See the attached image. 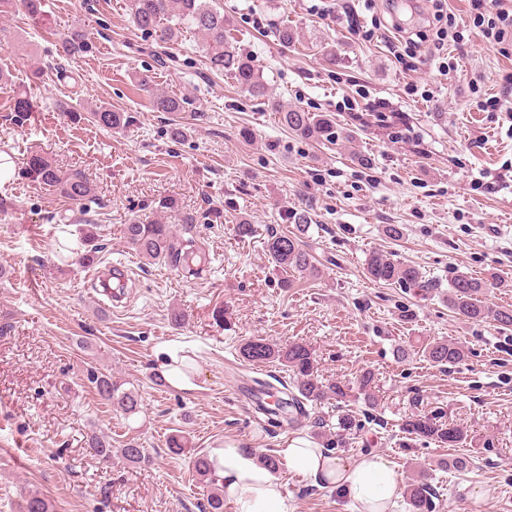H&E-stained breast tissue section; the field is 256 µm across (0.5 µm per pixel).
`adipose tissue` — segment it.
I'll return each mask as SVG.
<instances>
[{
  "label": "adipose tissue",
  "instance_id": "ef3b65f1",
  "mask_svg": "<svg viewBox=\"0 0 512 512\" xmlns=\"http://www.w3.org/2000/svg\"><path fill=\"white\" fill-rule=\"evenodd\" d=\"M281 462L318 486H329L355 507V512H390L400 492L401 478L381 455L366 454L345 462L310 438L297 436L279 449ZM224 495L238 512H288L286 493L274 471L262 466L247 448H227L213 456Z\"/></svg>",
  "mask_w": 512,
  "mask_h": 512
}]
</instances>
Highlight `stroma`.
Listing matches in <instances>:
<instances>
[{
    "label": "stroma",
    "mask_w": 512,
    "mask_h": 512,
    "mask_svg": "<svg viewBox=\"0 0 512 512\" xmlns=\"http://www.w3.org/2000/svg\"><path fill=\"white\" fill-rule=\"evenodd\" d=\"M319 2L217 5L271 97L330 114L339 134L333 143L296 136L232 79L209 72L193 32L173 45L142 33L124 0H44V18L0 21V65L13 74L0 88V152L18 165L45 152L60 170H84L97 195L85 206L17 175L0 186V268L8 272L0 278V324L10 326L0 335V512H17L30 491L47 495L54 512H201L203 491L189 458L169 454L170 435L207 454L227 447L273 454L294 433L321 443L336 430L335 401L274 428L240 397L253 377L282 372L242 358L252 338L307 344L325 380L353 387L372 372L378 404L351 402L363 428L335 456L381 454L405 482L425 472L434 512H512V338L493 322L459 318L443 300L458 269L486 281L487 306H512V188L491 180L512 171V92L500 80L512 70V49L487 45L469 0H447L463 35L453 52L457 69L439 74L437 28L424 25L426 41L408 70L387 42L388 0H376L371 13L361 0L352 4L362 24L375 26L369 41L350 33L340 11L317 13ZM78 22L94 49L60 59L56 38ZM285 22L296 32L286 48L275 38ZM143 76L186 98V111H154L136 88ZM412 83L418 93L409 92ZM18 89L33 103L20 126L12 112ZM488 95L501 99L502 111L478 110ZM101 101L133 123L103 129L63 110ZM370 105L392 115L391 125H377ZM174 124L186 128V140L171 141ZM245 127L252 141L240 137ZM164 196L197 217L192 234L207 255L201 278L143 258L121 235ZM290 211L311 218L302 246L317 275H286L268 260L267 237L289 230ZM244 217L256 229L249 239L234 232ZM86 220L98 226L99 262L63 267L57 226ZM389 224L401 225L400 237L387 236ZM373 251L421 267L437 291L422 297L372 281L365 261ZM116 263L129 267L132 286L107 313L95 285ZM448 339L469 348L463 364L423 356L424 344ZM165 347L190 357L193 390L164 379ZM90 366L136 389L140 413L128 418L102 404L83 382ZM439 410L471 436L461 449L472 459L466 471L448 469L447 445H403L408 416ZM92 431L116 448L138 439L146 461L103 463L84 447ZM278 475L292 512H353L334 489L284 467Z\"/></svg>",
    "instance_id": "stroma-1"
}]
</instances>
